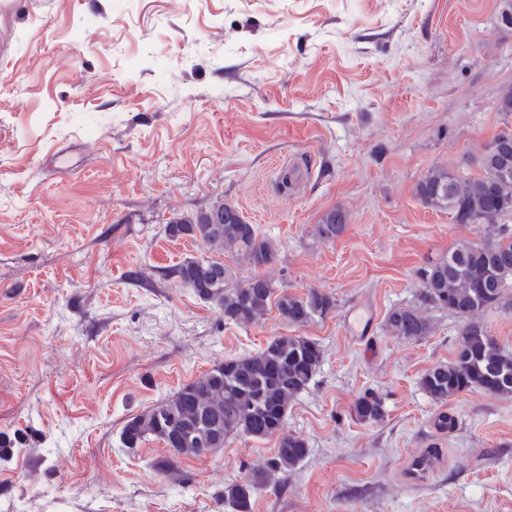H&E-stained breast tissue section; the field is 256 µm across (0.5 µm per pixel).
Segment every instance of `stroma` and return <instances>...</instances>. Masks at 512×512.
<instances>
[{
	"mask_svg": "<svg viewBox=\"0 0 512 512\" xmlns=\"http://www.w3.org/2000/svg\"><path fill=\"white\" fill-rule=\"evenodd\" d=\"M499 0H0V512H231L226 483L275 438L202 457L124 447L126 420L277 336L322 364L290 404L308 454L253 512H512V396L421 389L462 321L421 272L482 224L424 207L417 181L512 131V27ZM235 205L277 249L264 273L336 306L296 326L225 323L170 271L212 251L167 224ZM340 207L348 226L314 227ZM384 403L363 423L356 400ZM440 442L443 470L404 484ZM347 224V213L336 207L321 217L314 227V235L323 242L334 241L346 231ZM387 331L405 339L425 336L429 331V323L415 308H394L385 320ZM354 413L364 423L381 420L384 416L382 400L374 394H365L356 401Z\"/></svg>",
	"mask_w": 512,
	"mask_h": 512,
	"instance_id": "1",
	"label": "stroma"
}]
</instances>
